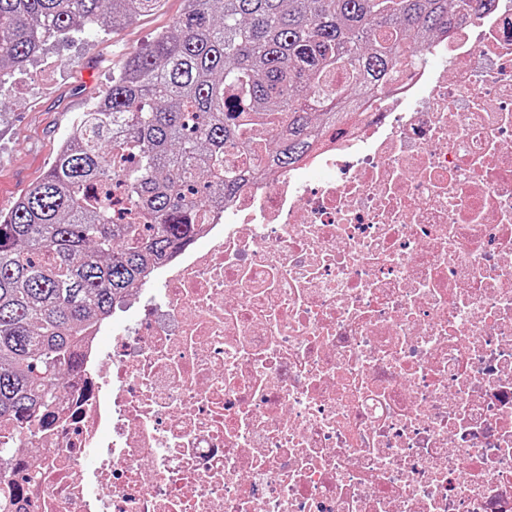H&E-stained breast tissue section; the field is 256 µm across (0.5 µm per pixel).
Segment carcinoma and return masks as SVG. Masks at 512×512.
I'll return each mask as SVG.
<instances>
[{
  "label": "carcinoma",
  "instance_id": "carcinoma-1",
  "mask_svg": "<svg viewBox=\"0 0 512 512\" xmlns=\"http://www.w3.org/2000/svg\"><path fill=\"white\" fill-rule=\"evenodd\" d=\"M112 71L42 178L0 211V455L53 416L73 344L146 265L193 240L197 213L288 169L373 97L427 34L494 0H185ZM161 0H0V85L52 39L114 29ZM277 134L279 148L267 153ZM249 153L235 164L230 150Z\"/></svg>",
  "mask_w": 512,
  "mask_h": 512
}]
</instances>
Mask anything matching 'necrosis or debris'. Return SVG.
<instances>
[{"label":"necrosis or debris","mask_w":512,"mask_h":512,"mask_svg":"<svg viewBox=\"0 0 512 512\" xmlns=\"http://www.w3.org/2000/svg\"><path fill=\"white\" fill-rule=\"evenodd\" d=\"M198 222L0 457L10 512H512V0Z\"/></svg>","instance_id":"1"}]
</instances>
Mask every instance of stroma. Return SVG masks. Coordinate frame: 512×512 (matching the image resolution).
<instances>
[{
  "mask_svg": "<svg viewBox=\"0 0 512 512\" xmlns=\"http://www.w3.org/2000/svg\"><path fill=\"white\" fill-rule=\"evenodd\" d=\"M183 9V0H163L108 33L49 41L22 74L10 75L0 92V210L43 176L73 119L110 84L121 54L150 43Z\"/></svg>",
  "mask_w": 512,
  "mask_h": 512,
  "instance_id": "stroma-1",
  "label": "stroma"
}]
</instances>
